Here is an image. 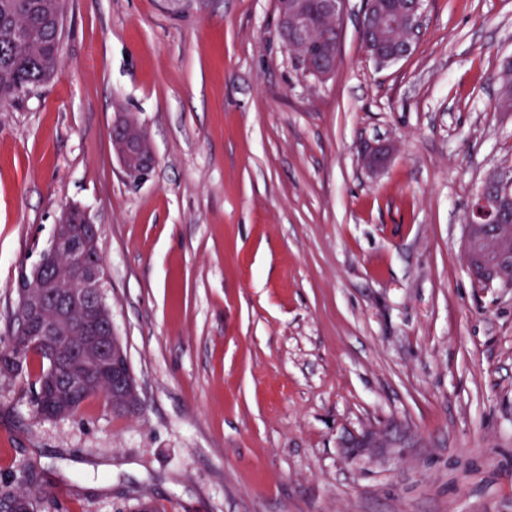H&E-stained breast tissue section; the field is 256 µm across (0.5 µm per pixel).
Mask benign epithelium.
Masks as SVG:
<instances>
[{
    "instance_id": "obj_1",
    "label": "benign epithelium",
    "mask_w": 512,
    "mask_h": 512,
    "mask_svg": "<svg viewBox=\"0 0 512 512\" xmlns=\"http://www.w3.org/2000/svg\"><path fill=\"white\" fill-rule=\"evenodd\" d=\"M345 0H320L319 10L325 17L341 21ZM363 16L375 27H401L405 37L383 49L366 50L369 58L384 65L408 56L424 25V0H407L395 17L373 13V4L365 2ZM282 38L286 42L304 43L313 37L311 24L302 16L286 28L280 17ZM114 153L126 177L140 180L154 166L153 154L140 128L130 119H120L112 131ZM393 148L388 143L367 146L362 151L366 167L374 172L385 168ZM69 209L62 211L54 232V241L67 240L66 251H52L41 256L30 271L24 272L25 283L19 290V314L29 328L28 336L39 345H50L51 371L46 380L50 391L60 389L73 395L103 387L111 407L135 411L140 407L137 382L131 370L126 348L112 324L111 308L102 296L106 277L101 257L99 230L89 214L83 227L76 231L66 223ZM512 260V181L485 180L470 209L466 226L465 262L474 276L484 275L492 285L503 279L498 262ZM83 337L78 348L65 349L51 340L62 330ZM41 418H68L75 413L68 400L54 408L37 407Z\"/></svg>"
}]
</instances>
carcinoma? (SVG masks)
<instances>
[{
	"label": "carcinoma",
	"mask_w": 512,
	"mask_h": 512,
	"mask_svg": "<svg viewBox=\"0 0 512 512\" xmlns=\"http://www.w3.org/2000/svg\"><path fill=\"white\" fill-rule=\"evenodd\" d=\"M64 0H0V105L27 95L50 78L60 64L57 14ZM28 31L25 43L15 40L18 28ZM502 92L496 107L512 110V67H500ZM46 361L45 351L31 345L26 331L18 329L10 345L0 349V373L21 374L28 370L29 357ZM25 490L3 491L6 512H37L39 495L34 473L24 472Z\"/></svg>",
	"instance_id": "carcinoma-1"
}]
</instances>
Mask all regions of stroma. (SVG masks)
<instances>
[{
    "mask_svg": "<svg viewBox=\"0 0 512 512\" xmlns=\"http://www.w3.org/2000/svg\"><path fill=\"white\" fill-rule=\"evenodd\" d=\"M362 9L319 81L276 0H66L60 68L0 108V347L81 207L142 406L40 421L39 361L0 375V490L29 466L40 512H512V286L464 260L472 198L512 174V0H425L386 66ZM125 115L156 157L138 182ZM112 144L126 177L141 180L154 166L155 160L146 139L132 120L124 117L114 125ZM392 152L393 148L388 143L366 146L362 151V159L369 170L377 172L385 168Z\"/></svg>",
    "mask_w": 512,
    "mask_h": 512,
    "instance_id": "1",
    "label": "stroma"
}]
</instances>
